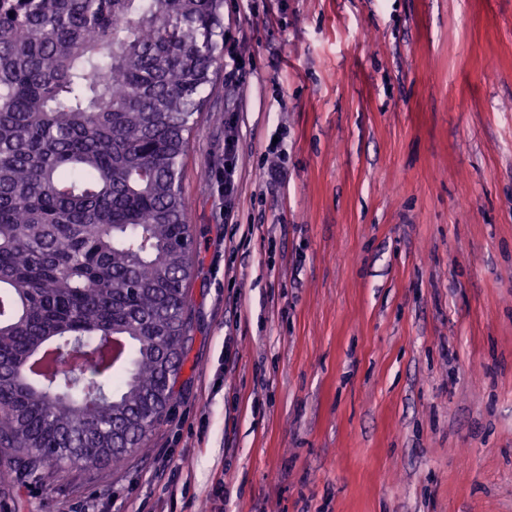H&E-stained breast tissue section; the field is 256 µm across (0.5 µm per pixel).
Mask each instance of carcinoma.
I'll list each match as a JSON object with an SVG mask.
<instances>
[{
  "label": "carcinoma",
  "instance_id": "1",
  "mask_svg": "<svg viewBox=\"0 0 512 512\" xmlns=\"http://www.w3.org/2000/svg\"><path fill=\"white\" fill-rule=\"evenodd\" d=\"M224 0H0V447L12 471L122 467L185 361L182 159ZM123 356L23 376L49 350Z\"/></svg>",
  "mask_w": 512,
  "mask_h": 512
}]
</instances>
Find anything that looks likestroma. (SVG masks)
I'll use <instances>...</instances> for the list:
<instances>
[{"label": "stroma", "instance_id": "stroma-1", "mask_svg": "<svg viewBox=\"0 0 512 512\" xmlns=\"http://www.w3.org/2000/svg\"><path fill=\"white\" fill-rule=\"evenodd\" d=\"M224 33L167 417L116 471L0 454V512H512V0H224ZM239 157V137L229 131V134L224 136V203L228 206L237 192Z\"/></svg>", "mask_w": 512, "mask_h": 512}]
</instances>
